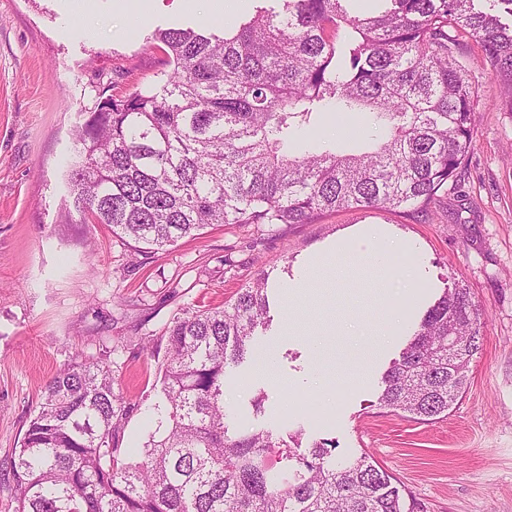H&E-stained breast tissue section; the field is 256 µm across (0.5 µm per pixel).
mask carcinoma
Returning a JSON list of instances; mask_svg holds the SVG:
<instances>
[{"label": "carcinoma", "mask_w": 512, "mask_h": 512, "mask_svg": "<svg viewBox=\"0 0 512 512\" xmlns=\"http://www.w3.org/2000/svg\"><path fill=\"white\" fill-rule=\"evenodd\" d=\"M235 30L156 33L165 68L100 98L73 131L66 208L142 253L215 224H311L343 208H428L457 185L477 94L453 55L467 33L512 112V23L476 0H279ZM364 111L360 131L327 140ZM267 278L233 303L174 316L140 460L123 448L142 403L105 358L72 356L46 384L20 447L0 463L14 512H425L368 454L338 463L266 429L228 434L224 374L269 327ZM481 313L454 284L382 376L380 404L425 421L448 415L480 348ZM456 352L448 356V337Z\"/></svg>", "instance_id": "carcinoma-1"}]
</instances>
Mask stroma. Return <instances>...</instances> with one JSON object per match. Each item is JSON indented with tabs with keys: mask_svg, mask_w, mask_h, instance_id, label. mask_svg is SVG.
I'll list each match as a JSON object with an SVG mask.
<instances>
[{
	"mask_svg": "<svg viewBox=\"0 0 512 512\" xmlns=\"http://www.w3.org/2000/svg\"><path fill=\"white\" fill-rule=\"evenodd\" d=\"M113 0H0V460L19 447L47 382L78 351L109 350L116 384L131 399H155L157 361L142 346L189 308L233 302L268 274L273 319L256 347L275 344L274 380L251 363L224 375L230 431H303L326 439L337 459L369 454L427 512H512V112L495 106L499 84L481 48L459 35L455 56L479 95L472 148L455 191L428 213L346 209L311 224H223L172 249L140 255L103 224L67 214L61 174L71 132L103 91L150 83L165 55L151 34L200 27L205 4L182 9L160 0L139 21ZM411 246L418 287L387 274L402 321L396 339L367 369L357 390L325 399L312 371L318 334L342 321L367 324L373 300L336 307L311 261L364 225ZM462 279L481 312V346L469 383L445 418L416 420L380 406L381 378L411 338L415 322L449 278ZM308 279L311 297L288 299ZM307 336L288 340V321ZM264 394L262 411L252 401Z\"/></svg>",
	"mask_w": 512,
	"mask_h": 512,
	"instance_id": "35a3bbf8",
	"label": "stroma"
}]
</instances>
